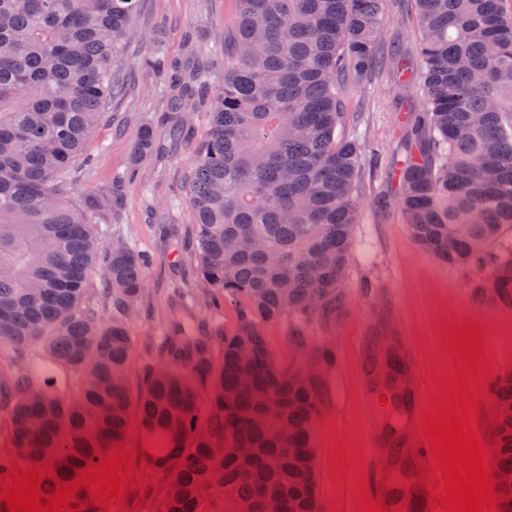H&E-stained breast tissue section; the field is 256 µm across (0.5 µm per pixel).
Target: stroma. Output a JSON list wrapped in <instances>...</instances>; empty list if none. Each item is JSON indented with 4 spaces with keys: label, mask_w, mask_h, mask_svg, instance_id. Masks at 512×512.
<instances>
[{
    "label": "stroma",
    "mask_w": 512,
    "mask_h": 512,
    "mask_svg": "<svg viewBox=\"0 0 512 512\" xmlns=\"http://www.w3.org/2000/svg\"><path fill=\"white\" fill-rule=\"evenodd\" d=\"M235 16V0H142L134 20L136 39L123 52L124 67L131 70L134 85L94 129L86 149L92 165L75 169L66 183V195L75 202L111 193V210L91 216V223L106 225L149 261L141 313L131 327L133 356L128 375L134 411L139 408L142 369L164 348L174 323L190 316L207 329L214 318L232 320L231 314L215 312L206 284L194 275L198 257L186 178L210 132L208 109L191 114L176 144L161 142L152 155L141 159L135 148L142 123L158 121L161 114V95L169 81L165 64L182 60L186 42H193L207 60L206 89L214 90L223 82L224 32L232 28ZM416 43L415 29L399 6H392L382 37L380 72L367 83L364 103L349 105L358 114L356 130L368 166L343 307L308 330V352L303 357L288 322L266 329L267 343L281 368L316 362L317 349L323 344L336 355L335 364L318 370L322 387L316 430L319 512H359L367 500L384 504V512H393L386 505V490L393 486L400 465H393L391 450L384 443L381 413L368 404L372 393L368 365L386 339L399 341L410 365L412 417L404 438L408 448L419 437L429 436L422 416L441 417V399L448 394L452 374L463 366L462 359L447 348L450 335L465 338L473 333L479 339V378L466 381L465 387L479 391L473 433L488 458L494 451L487 421L491 384L512 372V305L499 303L479 288L471 269L443 264L422 250L397 203L396 173L411 124L406 103L415 94L410 87L390 85L386 70L392 46L411 52ZM149 44L158 46L163 67L142 66ZM339 447L365 459L381 457L382 491L360 488L356 468L341 473L330 469ZM122 453L130 462L122 481L124 495L99 505L98 512H161L160 488L166 476L149 465L137 426L129 427L121 448L103 453L102 458L107 461ZM415 462L424 472L420 512H447L441 468L435 467L430 455L417 461L403 457L401 465Z\"/></svg>",
    "instance_id": "35a3bbf8"
}]
</instances>
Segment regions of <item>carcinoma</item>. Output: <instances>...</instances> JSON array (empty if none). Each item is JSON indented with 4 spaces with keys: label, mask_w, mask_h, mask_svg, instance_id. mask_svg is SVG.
Wrapping results in <instances>:
<instances>
[{
    "label": "carcinoma",
    "mask_w": 512,
    "mask_h": 512,
    "mask_svg": "<svg viewBox=\"0 0 512 512\" xmlns=\"http://www.w3.org/2000/svg\"><path fill=\"white\" fill-rule=\"evenodd\" d=\"M387 0H236L228 67L188 184L196 274L234 307L209 336L178 325L166 356L142 371L137 426L166 471L163 512H317L316 378L275 362L263 327L302 331L338 312L363 194V159L347 133L379 54ZM141 0H0V422L19 459L68 485L122 443L130 424V322L145 283L139 253L107 246L89 214L111 194L70 201L62 179L100 116L123 97L118 60ZM415 54L390 77L422 83L399 171L398 205L416 243L469 266L512 298V12L502 0H414ZM202 69L164 95L171 129L199 109ZM156 145L142 125L139 155ZM104 261L110 321L85 303ZM216 347L221 363L214 364ZM39 348L44 357H29ZM210 392L198 406V387ZM498 463L512 468V375L493 384ZM411 412L410 392L389 399ZM390 492L416 501L410 471Z\"/></svg>",
    "instance_id": "1"
}]
</instances>
